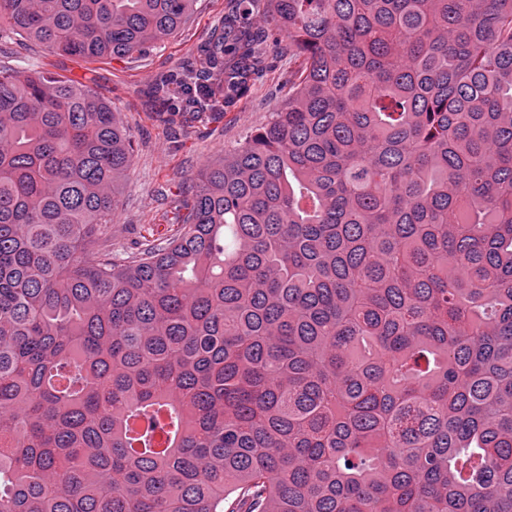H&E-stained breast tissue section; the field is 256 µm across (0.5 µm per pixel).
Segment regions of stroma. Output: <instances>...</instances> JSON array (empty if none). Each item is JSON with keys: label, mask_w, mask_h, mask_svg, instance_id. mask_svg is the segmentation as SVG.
Returning <instances> with one entry per match:
<instances>
[{"label": "stroma", "mask_w": 512, "mask_h": 512, "mask_svg": "<svg viewBox=\"0 0 512 512\" xmlns=\"http://www.w3.org/2000/svg\"><path fill=\"white\" fill-rule=\"evenodd\" d=\"M224 3L198 0L183 30L157 51L126 63L74 61L24 38L0 37L1 65L25 75L40 71L88 86L111 100L129 128L135 161L122 183L112 222L113 249L130 252L144 241L175 234L180 193L191 192L192 179L205 164L232 153L265 125L288 93V55L282 52L271 57L270 67L230 112L195 113L188 129L170 124L153 102L152 89L159 79L182 77L199 68L201 46L220 26Z\"/></svg>", "instance_id": "35a3bbf8"}]
</instances>
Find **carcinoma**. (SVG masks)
Segmentation results:
<instances>
[{
  "mask_svg": "<svg viewBox=\"0 0 512 512\" xmlns=\"http://www.w3.org/2000/svg\"><path fill=\"white\" fill-rule=\"evenodd\" d=\"M196 0H0L74 59ZM226 0L171 112L288 97L112 253V103L0 69V512H512V0Z\"/></svg>",
  "mask_w": 512,
  "mask_h": 512,
  "instance_id": "cac0c4a2",
  "label": "carcinoma"
}]
</instances>
